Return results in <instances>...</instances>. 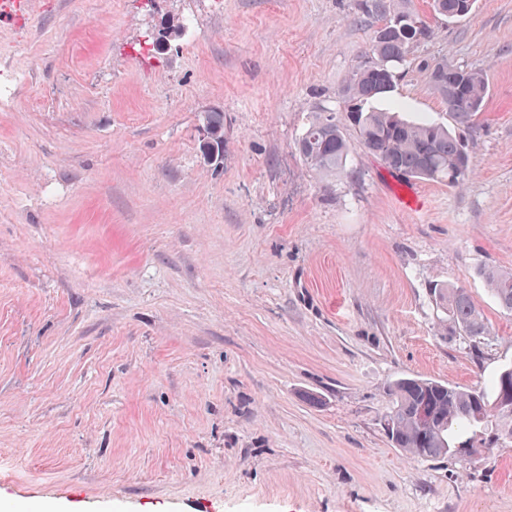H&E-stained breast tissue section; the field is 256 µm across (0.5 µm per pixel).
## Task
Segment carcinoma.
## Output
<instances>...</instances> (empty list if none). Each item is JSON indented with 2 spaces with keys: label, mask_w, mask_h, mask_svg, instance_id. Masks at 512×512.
Returning <instances> with one entry per match:
<instances>
[{
  "label": "carcinoma",
  "mask_w": 512,
  "mask_h": 512,
  "mask_svg": "<svg viewBox=\"0 0 512 512\" xmlns=\"http://www.w3.org/2000/svg\"><path fill=\"white\" fill-rule=\"evenodd\" d=\"M475 0H433V11L441 16L473 11ZM366 14L378 16L382 28L400 29L383 37L374 31L365 60L357 67L349 90L346 112L359 136L362 151L408 178L450 188L463 187L472 176L470 145L465 129L482 111L487 84L482 71L448 67L439 62L432 71L442 73L453 91L448 107L453 127L427 120L412 121L397 108L375 109L372 100L389 93L397 79V67L411 49L431 36L430 29L415 14L389 11L384 0H371ZM203 126L209 131L204 155L215 157L213 166L224 161V113L208 112ZM304 161L319 171L334 172L347 165L350 147L331 115L315 117L297 139ZM498 305L512 312V272L486 269L482 272ZM429 292L441 313L444 330L467 336L470 350L480 352L482 340L491 335L489 324L460 286L432 283ZM512 392V365H505L487 388H461L437 380L403 377L389 386L391 406L385 415L391 445L421 459L450 457L468 462L503 443H512V402L505 405L504 391Z\"/></svg>",
  "instance_id": "carcinoma-1"
}]
</instances>
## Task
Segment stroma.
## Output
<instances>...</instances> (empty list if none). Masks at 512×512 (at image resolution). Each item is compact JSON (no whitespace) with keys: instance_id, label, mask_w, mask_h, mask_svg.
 <instances>
[{"instance_id":"1","label":"stroma","mask_w":512,"mask_h":512,"mask_svg":"<svg viewBox=\"0 0 512 512\" xmlns=\"http://www.w3.org/2000/svg\"><path fill=\"white\" fill-rule=\"evenodd\" d=\"M363 0H34L0 16V512H512V445L393 448L388 387L485 386L512 314V0L432 31L382 108L451 124L429 73L483 70L460 189L365 155L345 112ZM186 26L157 53L147 32ZM224 115V163L200 127ZM317 112L353 151L323 173ZM423 200L403 209L398 187ZM492 334L439 332L428 284ZM304 161L319 171L344 170L350 152L346 137L331 115L316 116L297 139ZM482 277L498 305L512 312V272L488 268L482 272Z\"/></svg>"}]
</instances>
